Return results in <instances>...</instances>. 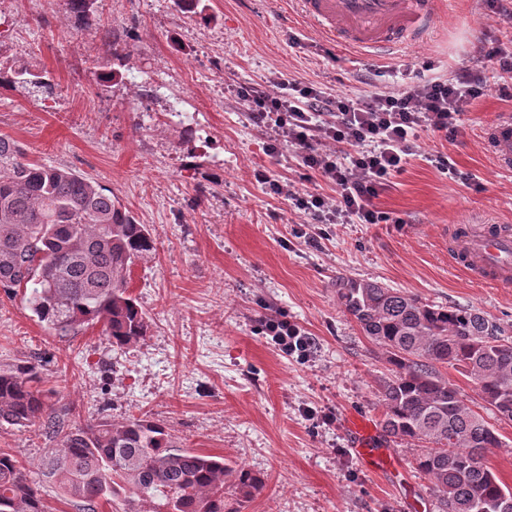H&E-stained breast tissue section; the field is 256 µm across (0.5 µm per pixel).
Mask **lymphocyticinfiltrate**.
Returning a JSON list of instances; mask_svg holds the SVG:
<instances>
[{
    "label": "lymphocytic infiltrate",
    "instance_id": "lymphocytic-infiltrate-1",
    "mask_svg": "<svg viewBox=\"0 0 512 512\" xmlns=\"http://www.w3.org/2000/svg\"><path fill=\"white\" fill-rule=\"evenodd\" d=\"M485 55L495 65L491 80L468 69L450 77L434 72L410 85L382 83L355 96L248 87L243 98L252 123L298 148L304 166L336 188L332 198L290 184L280 193L315 224L388 222L375 201L416 152L420 132L454 136L467 106L487 90L512 98V47L498 44ZM262 331L286 355L307 352L312 344L305 330L283 317L264 318Z\"/></svg>",
    "mask_w": 512,
    "mask_h": 512
}]
</instances>
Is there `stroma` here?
Here are the masks:
<instances>
[{"label":"stroma","mask_w":512,"mask_h":512,"mask_svg":"<svg viewBox=\"0 0 512 512\" xmlns=\"http://www.w3.org/2000/svg\"><path fill=\"white\" fill-rule=\"evenodd\" d=\"M203 17L176 0H97L96 26L74 29L61 0H0V53L46 73L51 91L0 88V135L29 159L67 166L111 190L146 225L154 252L134 267L130 291L145 312V341L119 356L89 326L61 335L22 296L0 290V365L42 362L76 423L151 414L180 447L219 455L264 476L240 512H437L413 462L417 443L382 426L386 354L338 303L343 273L379 281L440 307L473 308L512 328V288L465 275L450 254L458 226H512V172L499 170L486 131L512 99L488 91L468 106L454 138L421 134L419 149L376 206L388 224H312L256 178L333 195L298 149H269L240 88L289 81L362 94L380 66L395 80L434 67L489 70L479 43L512 42V22L486 18L484 0H449L427 42L376 56L330 41L294 0H203ZM116 43L104 47L102 32ZM119 78L100 79L102 64ZM450 156L467 182L434 163ZM286 316L313 343L283 356L259 331ZM442 376L498 429L485 464L512 488V423L485 410L475 384ZM374 424L386 467L356 455L349 420ZM55 438L0 427V448L24 462L53 512H81L42 478Z\"/></svg>","instance_id":"obj_1"}]
</instances>
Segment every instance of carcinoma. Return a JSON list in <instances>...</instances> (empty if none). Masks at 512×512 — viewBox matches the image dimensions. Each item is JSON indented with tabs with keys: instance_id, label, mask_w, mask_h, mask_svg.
<instances>
[{
	"instance_id": "cac0c4a2",
	"label": "carcinoma",
	"mask_w": 512,
	"mask_h": 512,
	"mask_svg": "<svg viewBox=\"0 0 512 512\" xmlns=\"http://www.w3.org/2000/svg\"><path fill=\"white\" fill-rule=\"evenodd\" d=\"M82 30L96 0H62ZM51 88L25 65L0 66V88L19 81ZM155 250L147 228L112 192L69 167L27 158L15 140L0 136V288L29 291L31 311L49 328L68 334L100 325L112 350L144 341L148 320L129 291L133 267ZM344 312L387 353L380 384L383 428L402 441L425 444L414 469L439 493L441 512H475L506 498L482 462L501 445L498 430L459 398L448 396L438 366H451L478 387L484 406L512 421V344L507 328L475 309L435 307L378 281L336 277ZM62 390L49 386L39 364L0 367V426H38L58 438L42 460V474L63 494L97 512L123 502V512H239L224 497L231 483L249 501L264 479L224 457L177 446L168 428L146 415L71 422L57 407ZM0 512H49L26 466L0 448Z\"/></svg>"
}]
</instances>
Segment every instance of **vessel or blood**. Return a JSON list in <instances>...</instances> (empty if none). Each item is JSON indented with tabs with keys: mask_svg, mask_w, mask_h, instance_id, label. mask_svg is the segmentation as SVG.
Listing matches in <instances>:
<instances>
[{
	"mask_svg": "<svg viewBox=\"0 0 512 512\" xmlns=\"http://www.w3.org/2000/svg\"><path fill=\"white\" fill-rule=\"evenodd\" d=\"M301 13L336 43L379 55L424 41L441 17L439 0H297ZM497 164L512 170V114H501L486 134ZM455 264L476 279L512 286V228L471 225L453 246ZM361 459L381 464L366 422L350 423Z\"/></svg>",
	"mask_w": 512,
	"mask_h": 512,
	"instance_id": "1",
	"label": "vessel or blood"
}]
</instances>
